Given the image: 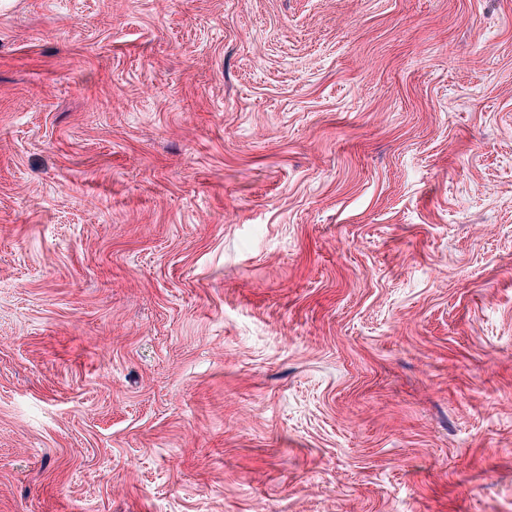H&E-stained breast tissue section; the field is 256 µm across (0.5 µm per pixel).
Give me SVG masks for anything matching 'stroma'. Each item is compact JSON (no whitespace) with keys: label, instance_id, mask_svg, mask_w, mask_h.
<instances>
[{"label":"stroma","instance_id":"stroma-1","mask_svg":"<svg viewBox=\"0 0 512 512\" xmlns=\"http://www.w3.org/2000/svg\"><path fill=\"white\" fill-rule=\"evenodd\" d=\"M0 512H512V0H0Z\"/></svg>","mask_w":512,"mask_h":512}]
</instances>
